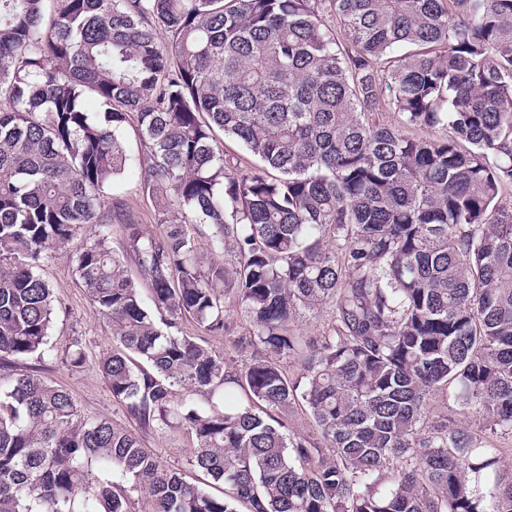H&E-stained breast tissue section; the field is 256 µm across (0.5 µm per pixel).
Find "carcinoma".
I'll use <instances>...</instances> for the list:
<instances>
[{
	"mask_svg": "<svg viewBox=\"0 0 512 512\" xmlns=\"http://www.w3.org/2000/svg\"><path fill=\"white\" fill-rule=\"evenodd\" d=\"M220 133L261 167L225 165ZM135 165L159 237L112 193ZM511 188L512 0H0V365L45 356L37 269L94 227L75 272L138 429L15 374L0 512H512L488 445L512 434ZM227 294L247 357L206 341ZM439 392L480 430L426 425ZM178 428L220 494L140 440Z\"/></svg>",
	"mask_w": 512,
	"mask_h": 512,
	"instance_id": "cac0c4a2",
	"label": "carcinoma"
}]
</instances>
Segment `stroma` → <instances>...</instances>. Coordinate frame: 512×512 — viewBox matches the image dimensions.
<instances>
[{"label": "stroma", "mask_w": 512, "mask_h": 512, "mask_svg": "<svg viewBox=\"0 0 512 512\" xmlns=\"http://www.w3.org/2000/svg\"><path fill=\"white\" fill-rule=\"evenodd\" d=\"M115 194L124 199L139 219L143 231L161 235L163 228L155 222V199L145 188L139 168H131L113 184ZM91 230L80 232L69 245L43 263L40 273L53 290L59 313L51 330V352L44 359L28 358V368L39 370L48 381L69 391L85 417L104 419L126 429H133L123 408L113 401L108 385L95 369L94 362L112 346V329L93 307L75 273L73 255L91 237ZM81 341L88 364L72 369L64 362L65 350L72 341ZM169 466L187 469L193 440L183 432H158L144 436Z\"/></svg>", "instance_id": "obj_1"}]
</instances>
